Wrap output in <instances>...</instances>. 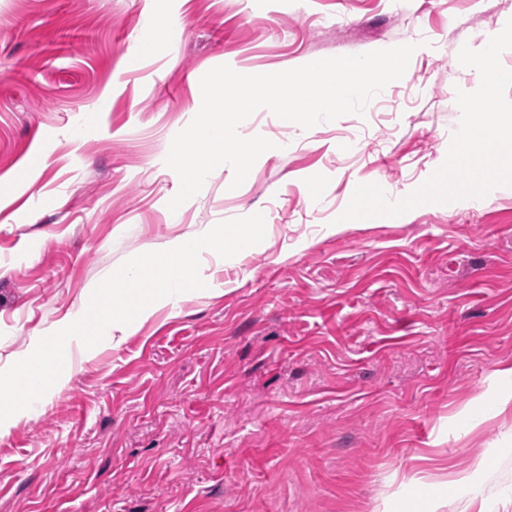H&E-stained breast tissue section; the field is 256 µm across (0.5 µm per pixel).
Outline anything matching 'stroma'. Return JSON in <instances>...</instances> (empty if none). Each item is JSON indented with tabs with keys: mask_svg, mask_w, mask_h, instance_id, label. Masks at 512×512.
I'll return each instance as SVG.
<instances>
[{
	"mask_svg": "<svg viewBox=\"0 0 512 512\" xmlns=\"http://www.w3.org/2000/svg\"><path fill=\"white\" fill-rule=\"evenodd\" d=\"M512 0H0V371L126 260L263 214L203 254L206 287L0 432V512H512V187L479 206L341 220L358 184L407 195L444 162L462 46ZM165 22L176 41L147 46ZM412 44L402 79L311 129L262 108L246 181L177 211L165 164L214 67L245 74ZM364 155L345 153L349 138ZM488 464L473 489L461 472Z\"/></svg>",
	"mask_w": 512,
	"mask_h": 512,
	"instance_id": "1",
	"label": "stroma"
}]
</instances>
